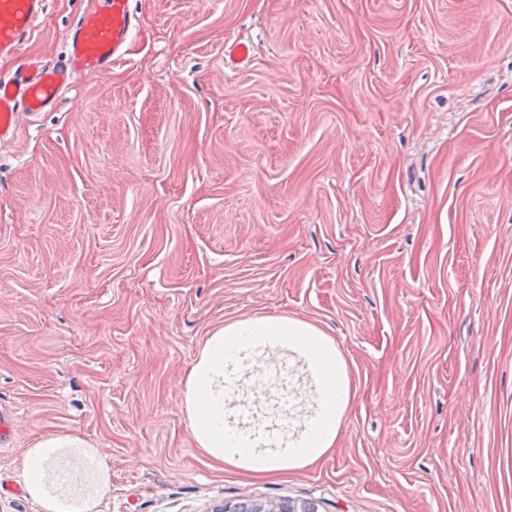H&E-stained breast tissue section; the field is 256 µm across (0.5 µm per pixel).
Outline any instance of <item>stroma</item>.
<instances>
[{
    "instance_id": "stroma-1",
    "label": "stroma",
    "mask_w": 512,
    "mask_h": 512,
    "mask_svg": "<svg viewBox=\"0 0 512 512\" xmlns=\"http://www.w3.org/2000/svg\"><path fill=\"white\" fill-rule=\"evenodd\" d=\"M81 6L47 0L26 53ZM131 8L125 59L0 143V479L76 436L97 512H512V0ZM266 316L349 384L333 448L275 476L183 408L209 337ZM289 505V501L286 499L275 502L274 504L262 502L257 503L252 500H241L231 503L229 506L230 511L228 508H224V510L229 512H289ZM258 508H263L266 511H258Z\"/></svg>"
}]
</instances>
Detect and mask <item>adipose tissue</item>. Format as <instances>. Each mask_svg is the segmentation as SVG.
<instances>
[{
    "instance_id": "adipose-tissue-1",
    "label": "adipose tissue",
    "mask_w": 512,
    "mask_h": 512,
    "mask_svg": "<svg viewBox=\"0 0 512 512\" xmlns=\"http://www.w3.org/2000/svg\"><path fill=\"white\" fill-rule=\"evenodd\" d=\"M316 333V328L299 320L259 317L227 325L209 338L200 358L188 372L184 400L191 433L204 452L217 461L250 472L271 474L310 464L332 448L341 412L348 403L349 390L339 389L335 404L323 403L322 397L333 378L320 372L316 358L308 355L302 342L303 337ZM256 349L264 352L288 350L304 356L313 380L298 386L294 398L318 403L321 423L317 447L297 448L285 455L270 449L259 453L251 448L228 446L224 429L228 417L224 407L225 362L232 353L249 355ZM83 453L80 439L71 436L44 440L28 449L25 459L27 487L43 512H94L99 496L110 481L106 459L92 457L90 467L74 475L71 481L57 478V468L63 458Z\"/></svg>"
}]
</instances>
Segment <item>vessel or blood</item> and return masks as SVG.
I'll list each match as a JSON object with an SVG mask.
<instances>
[{"label": "vessel or blood", "mask_w": 512, "mask_h": 512, "mask_svg": "<svg viewBox=\"0 0 512 512\" xmlns=\"http://www.w3.org/2000/svg\"><path fill=\"white\" fill-rule=\"evenodd\" d=\"M71 25L64 55L46 62L36 57L21 60L14 70L0 76V142L12 139L25 115L54 110L76 79L101 76L122 61L138 19L130 0H85ZM46 0H0V56L20 53L45 10ZM284 370L270 361L267 371L250 383L238 375L224 377V401L236 405L245 389L261 391L278 383Z\"/></svg>", "instance_id": "vessel-or-blood-1"}]
</instances>
